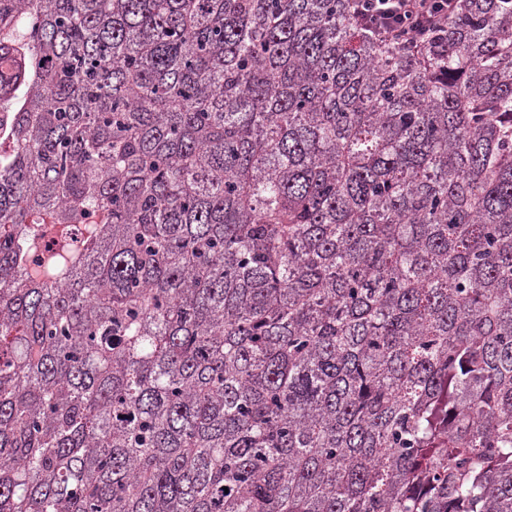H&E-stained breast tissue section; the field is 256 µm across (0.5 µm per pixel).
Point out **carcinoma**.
Here are the masks:
<instances>
[{
    "instance_id": "cac0c4a2",
    "label": "carcinoma",
    "mask_w": 512,
    "mask_h": 512,
    "mask_svg": "<svg viewBox=\"0 0 512 512\" xmlns=\"http://www.w3.org/2000/svg\"><path fill=\"white\" fill-rule=\"evenodd\" d=\"M0 0V512H512V0ZM457 0H353L357 23L381 41L426 39L448 20Z\"/></svg>"
}]
</instances>
